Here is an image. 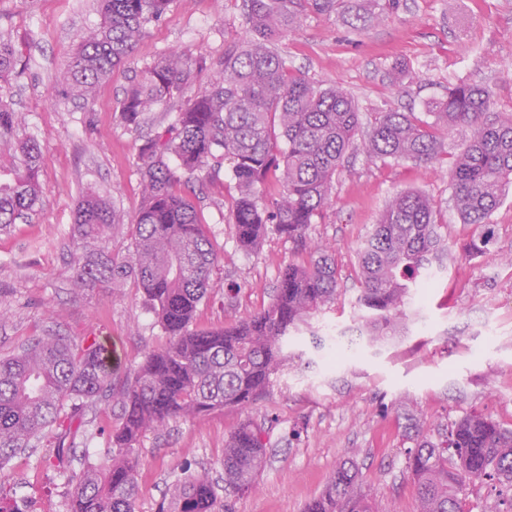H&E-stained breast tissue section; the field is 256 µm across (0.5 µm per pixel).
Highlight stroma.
<instances>
[{"instance_id":"1","label":"stroma","mask_w":512,"mask_h":512,"mask_svg":"<svg viewBox=\"0 0 512 512\" xmlns=\"http://www.w3.org/2000/svg\"><path fill=\"white\" fill-rule=\"evenodd\" d=\"M99 21L96 0H0V37L28 61L24 74L0 84V99L21 114L22 134L41 148L44 188L32 219L0 231V354L49 328L75 341L92 334L111 344L123 377L164 336L134 283L119 293L74 287L72 210L93 188L121 216L136 213L141 134L117 111L133 69L176 47L220 57L225 42L243 34L245 18L241 0H174L165 20L86 104L66 94L58 79L80 36ZM275 49L314 86L347 90L366 121L387 109L423 112L459 82L486 86L492 111H512V0H399L394 11L355 27L337 16L311 15ZM468 134L454 129L441 165L433 168L350 154L336 178L333 206L310 230L312 241L335 248L339 295L312 321L318 332L335 326V336L318 348L310 334L293 338L289 350L303 353V360H292L249 408L147 433L139 447L137 512H158L180 472L205 468L223 481L224 443L249 419L265 431L266 463L250 492L230 496L232 512H303L347 459L357 464L376 512H417L405 469L404 413L427 434L474 411L512 427V265L506 261L512 256V191L492 216L500 257L477 268L464 256L474 227L461 223L448 186L453 156ZM407 189L434 202L450 246L446 267L435 287L420 289L411 301L404 335L361 344L350 357L336 354V342L353 338L360 324L357 250L388 200ZM235 194L224 175L200 196L201 217L222 255L210 299L197 312L200 328H219L266 306L292 257L290 243L272 230L256 252L237 249L230 219ZM86 418L85 432L69 448L46 442L18 455L0 498L21 512H68L63 469L44 460L63 455L64 469L73 471L82 469L85 454L103 461L116 423L112 408L98 404Z\"/></svg>"}]
</instances>
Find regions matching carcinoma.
Masks as SVG:
<instances>
[{"instance_id":"1","label":"carcinoma","mask_w":512,"mask_h":512,"mask_svg":"<svg viewBox=\"0 0 512 512\" xmlns=\"http://www.w3.org/2000/svg\"><path fill=\"white\" fill-rule=\"evenodd\" d=\"M398 0H356V9L377 18ZM173 0H100L101 22L85 35L59 83L89 99L138 41L161 23ZM246 29L225 43L224 56L195 58L170 51L132 76L118 105L121 120L139 128L150 112L172 113L170 123L143 137L136 168L142 203L131 219L133 252L119 257L105 246L121 223L109 201L93 190L79 200L71 252L77 288H122L133 281L166 336L144 354L122 383L112 371L109 348L97 336L77 345L46 333L0 358V482L18 452L39 441L62 448L85 425L86 409L117 397V423L110 451L99 466L66 471L69 512H136L139 442L172 420L226 407L245 408L269 391L289 364V336L310 329V320L336 301L338 278L329 244H310L308 231L331 207L336 175L349 150L370 159L440 162L444 139L457 127L470 135L460 146L449 189L463 223L480 228L469 255H491V216L512 186V114L490 111L486 87L460 82L428 103V122L413 112L375 113L363 139L354 98L337 86L314 87L273 46L311 14L330 17L341 0H243ZM20 57L0 39V80L17 73ZM210 83L193 89L197 70ZM183 100L179 106L175 101ZM19 117L0 99V150L12 153L0 169V230L36 211L43 197V157L36 140L19 138ZM237 196L232 205L237 246L257 248L268 228L304 255L279 272L271 302L219 329L192 328L208 298L211 275L221 256L208 225L187 195L191 180L220 177L224 163ZM431 199L418 190L396 194L358 250L364 308L358 333L371 342L406 328L411 290L448 258ZM406 470L416 487L417 512H466V482H491L496 512H512V428L471 413L424 436L405 414ZM264 430L243 422L224 444V491L254 487L265 464ZM359 470L342 464L305 512H373L360 493ZM217 487L197 471L168 486L158 512H218Z\"/></svg>"}]
</instances>
